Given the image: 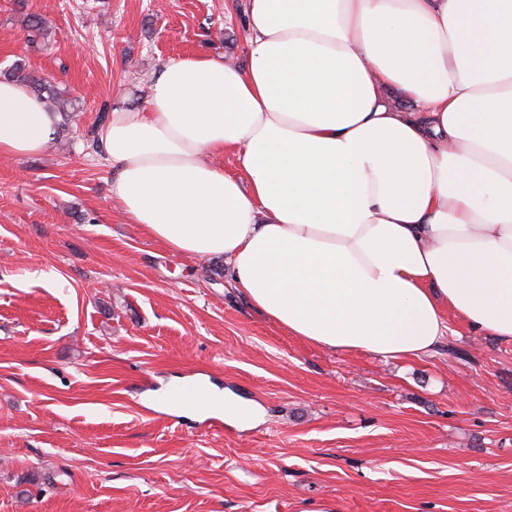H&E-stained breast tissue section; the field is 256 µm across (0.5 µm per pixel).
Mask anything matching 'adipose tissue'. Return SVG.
Listing matches in <instances>:
<instances>
[{"label":"adipose tissue","instance_id":"adipose-tissue-1","mask_svg":"<svg viewBox=\"0 0 512 512\" xmlns=\"http://www.w3.org/2000/svg\"><path fill=\"white\" fill-rule=\"evenodd\" d=\"M247 30L243 62L167 61L101 128L125 217L223 258L262 315L329 352L433 356L449 309L512 342V0H248ZM57 122L0 81V157L43 153Z\"/></svg>","mask_w":512,"mask_h":512}]
</instances>
